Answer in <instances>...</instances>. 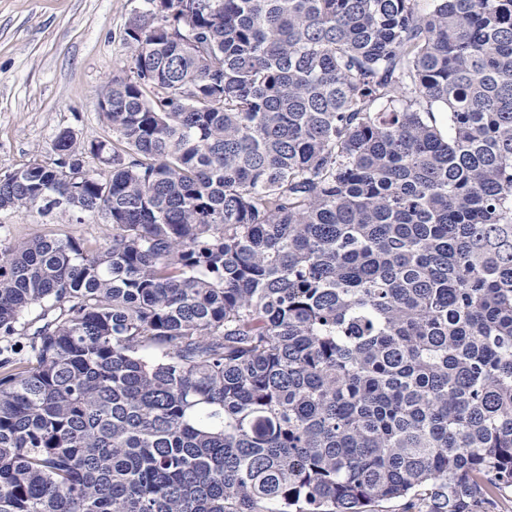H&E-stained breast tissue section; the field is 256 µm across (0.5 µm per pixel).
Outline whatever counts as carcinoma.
Returning a JSON list of instances; mask_svg holds the SVG:
<instances>
[{
  "label": "carcinoma",
  "instance_id": "carcinoma-1",
  "mask_svg": "<svg viewBox=\"0 0 512 512\" xmlns=\"http://www.w3.org/2000/svg\"><path fill=\"white\" fill-rule=\"evenodd\" d=\"M124 43L115 143L0 177L107 227L0 248V512L512 490V0H140Z\"/></svg>",
  "mask_w": 512,
  "mask_h": 512
}]
</instances>
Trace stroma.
<instances>
[{
    "label": "stroma",
    "mask_w": 512,
    "mask_h": 512,
    "mask_svg": "<svg viewBox=\"0 0 512 512\" xmlns=\"http://www.w3.org/2000/svg\"><path fill=\"white\" fill-rule=\"evenodd\" d=\"M139 0H0V174L55 157L60 131L111 142L99 100L129 75L126 23ZM102 219L0 211V244L36 235L102 242Z\"/></svg>",
    "instance_id": "1"
}]
</instances>
